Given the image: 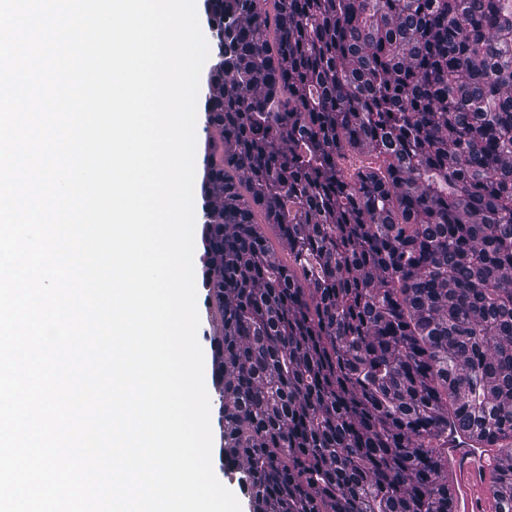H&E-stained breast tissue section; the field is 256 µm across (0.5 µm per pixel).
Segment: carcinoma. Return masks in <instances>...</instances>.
<instances>
[{
    "label": "carcinoma",
    "mask_w": 512,
    "mask_h": 512,
    "mask_svg": "<svg viewBox=\"0 0 512 512\" xmlns=\"http://www.w3.org/2000/svg\"><path fill=\"white\" fill-rule=\"evenodd\" d=\"M203 7L229 483L247 512H450L451 418L512 512V0Z\"/></svg>",
    "instance_id": "cac0c4a2"
}]
</instances>
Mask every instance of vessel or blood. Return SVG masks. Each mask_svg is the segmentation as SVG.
<instances>
[{
	"mask_svg": "<svg viewBox=\"0 0 512 512\" xmlns=\"http://www.w3.org/2000/svg\"><path fill=\"white\" fill-rule=\"evenodd\" d=\"M501 456L494 448L462 445L448 434V486L452 512H497L496 476Z\"/></svg>",
	"mask_w": 512,
	"mask_h": 512,
	"instance_id": "b4317fda",
	"label": "vessel or blood"
}]
</instances>
